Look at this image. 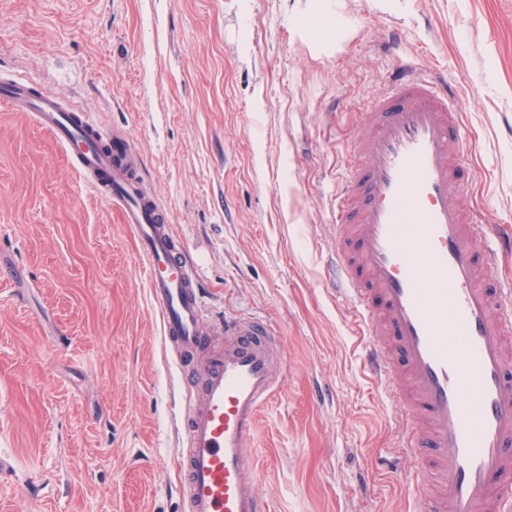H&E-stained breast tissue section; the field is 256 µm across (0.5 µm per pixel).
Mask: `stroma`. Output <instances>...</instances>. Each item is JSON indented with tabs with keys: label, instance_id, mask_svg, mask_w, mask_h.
I'll return each instance as SVG.
<instances>
[{
	"label": "stroma",
	"instance_id": "1",
	"mask_svg": "<svg viewBox=\"0 0 512 512\" xmlns=\"http://www.w3.org/2000/svg\"><path fill=\"white\" fill-rule=\"evenodd\" d=\"M441 73L476 150L467 209L512 224V0H0V74L84 107L225 316L282 332L255 438L270 512H422L406 398L369 374L325 270L338 175L399 59ZM0 512H186L182 389L117 212L0 106Z\"/></svg>",
	"mask_w": 512,
	"mask_h": 512
}]
</instances>
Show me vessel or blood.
<instances>
[{
	"instance_id": "b4317fda",
	"label": "vessel or blood",
	"mask_w": 512,
	"mask_h": 512,
	"mask_svg": "<svg viewBox=\"0 0 512 512\" xmlns=\"http://www.w3.org/2000/svg\"><path fill=\"white\" fill-rule=\"evenodd\" d=\"M451 92L447 80L404 61L365 113L336 197V288L359 326L393 340L371 343L365 366L390 391L411 393L405 451L439 485L427 512H512V289L493 279L499 256L512 253V228L464 206L475 145L459 134ZM0 103L52 134L117 209L145 262L161 336L187 391L178 459L187 512H269L252 440L280 387L278 329L231 317L223 349L209 348L199 272L131 165L130 143L111 146L82 107L22 80L0 77Z\"/></svg>"
}]
</instances>
